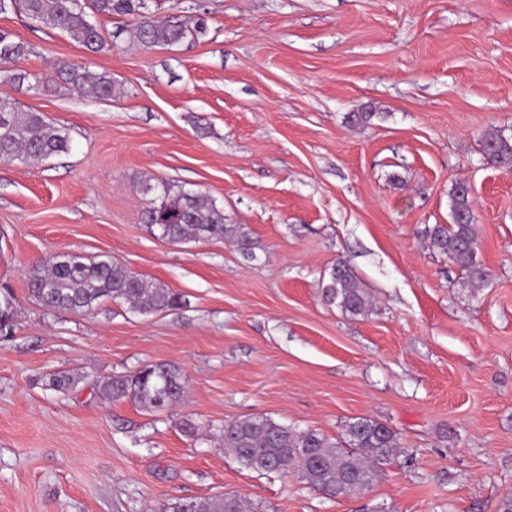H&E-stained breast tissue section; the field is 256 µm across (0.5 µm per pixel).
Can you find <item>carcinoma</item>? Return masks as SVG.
I'll use <instances>...</instances> for the list:
<instances>
[{
    "mask_svg": "<svg viewBox=\"0 0 512 512\" xmlns=\"http://www.w3.org/2000/svg\"><path fill=\"white\" fill-rule=\"evenodd\" d=\"M13 5L39 28L66 34L97 53L121 39L150 49L175 46L185 39L206 34L205 21L189 27L174 16L157 17L147 0H0V12ZM129 17V23L104 34L91 18ZM30 46L11 33L0 30V65L13 64L29 55ZM76 91L97 99L112 97L110 74L93 73L77 63L58 67L48 84L39 79L33 90L50 86ZM485 160L512 170V138L491 129L481 137ZM71 147L67 128L48 121L39 112L24 110L9 98H0V163L19 161L36 165ZM151 195L142 221L151 232L173 243L187 240H226L241 255L256 259V243L240 224L224 222V209L207 192L175 186L158 180L146 182ZM452 223L436 224L426 230L429 247L448 256L465 272L467 282L481 286L490 274L477 259L476 216L470 191L459 183L453 191ZM28 294L40 305L73 313H85L105 301L127 304L139 314L172 310L181 297L160 284L149 283L121 262L110 257L84 259L54 254L34 266L27 276ZM323 296L343 313L361 316L372 308L371 296L352 268L340 261L322 285ZM15 305L14 294L0 291V326L7 325ZM76 379L65 371L48 375L45 386L65 393ZM186 376L171 363L148 365L137 373L103 378L97 391L106 401L130 400L148 412L166 411L184 396ZM222 445L244 469L260 475H299L325 497H349L353 490L369 489L379 468L400 453L397 434L384 422L359 417L345 424L339 440L333 442L312 428L254 415L224 425ZM157 512H244L242 499L234 492L167 503Z\"/></svg>",
    "mask_w": 512,
    "mask_h": 512,
    "instance_id": "cac0c4a2",
    "label": "carcinoma"
}]
</instances>
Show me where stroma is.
<instances>
[{
    "instance_id": "35a3bbf8",
    "label": "stroma",
    "mask_w": 512,
    "mask_h": 512,
    "mask_svg": "<svg viewBox=\"0 0 512 512\" xmlns=\"http://www.w3.org/2000/svg\"><path fill=\"white\" fill-rule=\"evenodd\" d=\"M199 39L88 52L17 11L20 69L107 72L111 99L36 92L0 72V97L66 127L69 152L0 163V512H155L234 491L247 512H499L512 494V172L480 135L512 138V0H149ZM350 112H368L352 127ZM150 178L206 190L256 243L172 244L142 221ZM477 214L490 282L432 251L456 184ZM58 253L112 256L182 298L148 316L106 302L48 310L30 268ZM346 260L373 297L364 317L328 304ZM171 362L183 400L150 414L94 385ZM66 370L61 394L43 385ZM263 414L339 439L386 422L401 454L363 496L330 499L295 476L249 472L221 429ZM189 416L199 441L178 428ZM482 154L494 166L512 170V138L504 136L500 131L491 129L481 137Z\"/></svg>"
}]
</instances>
